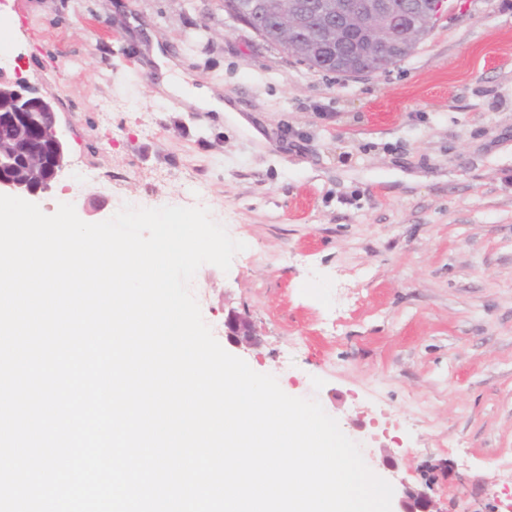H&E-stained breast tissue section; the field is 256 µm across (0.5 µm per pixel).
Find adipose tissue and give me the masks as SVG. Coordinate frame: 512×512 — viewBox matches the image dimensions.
I'll return each instance as SVG.
<instances>
[{
	"mask_svg": "<svg viewBox=\"0 0 512 512\" xmlns=\"http://www.w3.org/2000/svg\"><path fill=\"white\" fill-rule=\"evenodd\" d=\"M151 57L162 74L157 86V97L176 99L184 112H232V105L222 97L221 85H205L199 88L188 86L181 77L182 69L177 60L166 57L160 46H153Z\"/></svg>",
	"mask_w": 512,
	"mask_h": 512,
	"instance_id": "ef3b65f1",
	"label": "adipose tissue"
}]
</instances>
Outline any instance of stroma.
<instances>
[{
    "mask_svg": "<svg viewBox=\"0 0 512 512\" xmlns=\"http://www.w3.org/2000/svg\"><path fill=\"white\" fill-rule=\"evenodd\" d=\"M448 4L409 58L345 78L224 0H9L0 71L53 101L68 145L44 213L203 199L247 245L192 283L222 347L317 399L395 492L512 512V0ZM155 41L252 131L159 102Z\"/></svg>",
    "mask_w": 512,
    "mask_h": 512,
    "instance_id": "35a3bbf8",
    "label": "stroma"
}]
</instances>
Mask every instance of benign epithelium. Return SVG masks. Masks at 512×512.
Returning a JSON list of instances; mask_svg holds the SVG:
<instances>
[{"label":"benign epithelium","mask_w":512,"mask_h":512,"mask_svg":"<svg viewBox=\"0 0 512 512\" xmlns=\"http://www.w3.org/2000/svg\"><path fill=\"white\" fill-rule=\"evenodd\" d=\"M228 13L264 42L318 67L332 57L331 73L358 77L389 70L408 57L445 12V0H293L288 19L270 0H234ZM66 143L50 99L22 78L0 71V194L29 200L48 191L65 166ZM224 327L237 340L250 338L248 323L229 315ZM397 512H434L422 491L404 487Z\"/></svg>","instance_id":"7a95c632"}]
</instances>
